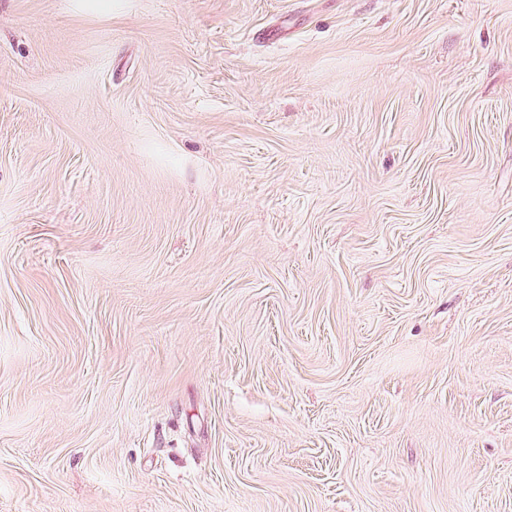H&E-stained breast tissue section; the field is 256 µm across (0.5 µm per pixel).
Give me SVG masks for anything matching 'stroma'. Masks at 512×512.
<instances>
[{
    "label": "stroma",
    "instance_id": "35a3bbf8",
    "mask_svg": "<svg viewBox=\"0 0 512 512\" xmlns=\"http://www.w3.org/2000/svg\"><path fill=\"white\" fill-rule=\"evenodd\" d=\"M0 512H512V0H0Z\"/></svg>",
    "mask_w": 512,
    "mask_h": 512
}]
</instances>
